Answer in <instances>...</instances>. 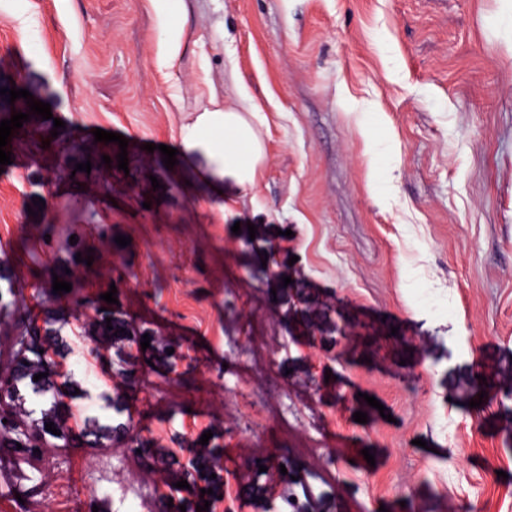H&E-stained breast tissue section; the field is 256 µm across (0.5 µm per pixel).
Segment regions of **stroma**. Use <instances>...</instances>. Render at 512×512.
Returning a JSON list of instances; mask_svg holds the SVG:
<instances>
[{
  "mask_svg": "<svg viewBox=\"0 0 512 512\" xmlns=\"http://www.w3.org/2000/svg\"><path fill=\"white\" fill-rule=\"evenodd\" d=\"M169 5L185 28L168 69L149 0H0V90L52 112L0 93V120L30 115L0 171V288L19 287L48 339L69 456L65 487L32 512L111 479L130 426L142 470L181 475L188 502L208 489L212 512L310 492L321 512H512V0ZM211 99L264 109L255 189L213 179L201 153L162 161ZM98 128L127 148L95 141ZM238 222L256 236L234 234ZM87 251L93 263L78 261ZM45 272L118 303L75 313L38 286ZM250 332L288 343L276 372L287 424L248 380L228 389L216 373ZM139 355L143 370L120 374ZM235 413L257 430L231 431ZM292 427L324 469L296 458L246 488L234 449L279 453ZM205 433L206 473L184 470Z\"/></svg>",
  "mask_w": 512,
  "mask_h": 512,
  "instance_id": "stroma-1",
  "label": "stroma"
}]
</instances>
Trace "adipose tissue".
<instances>
[{"instance_id":"1","label":"adipose tissue","mask_w":512,"mask_h":512,"mask_svg":"<svg viewBox=\"0 0 512 512\" xmlns=\"http://www.w3.org/2000/svg\"><path fill=\"white\" fill-rule=\"evenodd\" d=\"M262 123L259 106L244 112L212 102L201 106L194 120L181 127L180 139L185 149L207 154L221 176L252 188L266 159L259 132Z\"/></svg>"}]
</instances>
